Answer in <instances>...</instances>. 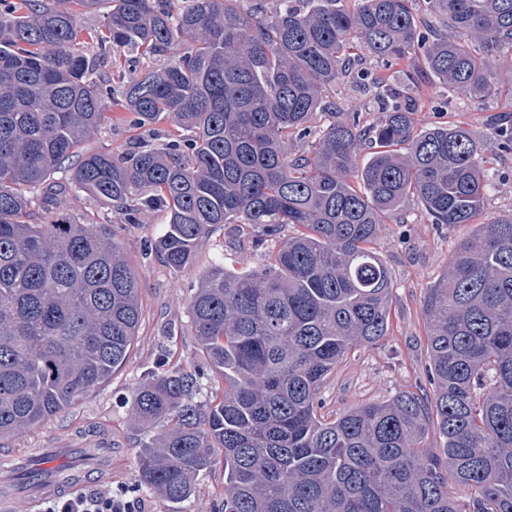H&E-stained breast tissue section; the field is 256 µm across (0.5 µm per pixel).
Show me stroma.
Instances as JSON below:
<instances>
[{
	"label": "stroma",
	"mask_w": 512,
	"mask_h": 512,
	"mask_svg": "<svg viewBox=\"0 0 512 512\" xmlns=\"http://www.w3.org/2000/svg\"><path fill=\"white\" fill-rule=\"evenodd\" d=\"M419 84L422 94L417 122L424 127L448 121L464 123L484 143L491 179L487 214L512 211V153L502 152L490 135L494 117H512V93L470 100L448 91L427 73L421 75ZM174 128L172 120L165 118L155 133H136L115 121L102 125L86 148L120 153L135 138L155 147L158 133ZM56 214L97 224L125 255L139 281L143 317L126 361L104 385L27 433L0 443V512H43L45 508L43 500L29 499L27 488L9 487L5 464L24 461L37 451L51 455L57 466L69 468L73 459L66 456V449L92 447L100 437L113 446L112 479L85 484L81 495L113 491L129 502L131 512H224V463L220 460L196 477L191 497L180 503L161 501L140 486L137 460L144 434L131 414L129 399L162 354H170L188 371L206 366L208 359L190 329L189 300L201 276L213 267L233 269L244 263H261V255L251 248L256 228L245 224L217 227L200 244L194 262L173 271L155 250L167 228L164 210L151 213L148 223L130 224L110 201L74 191ZM472 231L469 224L431 223L414 199L405 204L402 223L381 225L375 248L393 285L388 333L374 347L352 350L324 379L319 389L323 414L334 416L362 403L384 401L400 391L427 389L424 300L447 268L451 253Z\"/></svg>",
	"instance_id": "35a3bbf8"
}]
</instances>
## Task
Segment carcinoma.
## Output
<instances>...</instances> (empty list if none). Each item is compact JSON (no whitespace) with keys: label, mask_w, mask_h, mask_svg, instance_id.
Masks as SVG:
<instances>
[{"label":"carcinoma","mask_w":512,"mask_h":512,"mask_svg":"<svg viewBox=\"0 0 512 512\" xmlns=\"http://www.w3.org/2000/svg\"><path fill=\"white\" fill-rule=\"evenodd\" d=\"M241 2L0 0V439L104 384L137 336L139 282L112 241L32 222L31 194L50 212L78 188L130 224L167 211L159 252L173 270L220 224L260 229L263 263L210 270L189 304L224 391L196 401L204 374L162 359L131 395L150 434L141 483L158 498L188 499L220 455L224 512H512V211L486 217L469 129L415 120L420 67L462 97L501 93L489 64L512 67V0H423L449 24L436 38L415 0ZM104 7L79 40V16ZM115 48L160 62L122 86L119 115L98 73ZM366 58L405 69L390 84ZM341 81L378 91L375 121L336 106ZM165 117L187 135L83 150L108 120ZM491 136L512 153V124ZM75 156L71 178L50 181ZM411 198L433 224L476 225L424 303L433 393L328 420L321 382L387 334L392 281L373 244Z\"/></svg>","instance_id":"1"}]
</instances>
